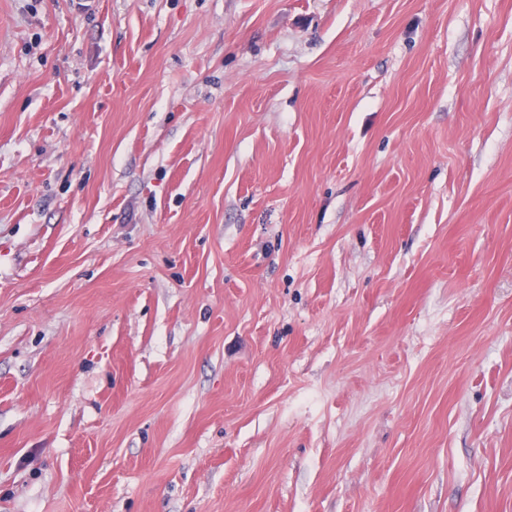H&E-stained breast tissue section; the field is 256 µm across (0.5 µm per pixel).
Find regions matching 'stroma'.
Instances as JSON below:
<instances>
[{"label": "stroma", "mask_w": 512, "mask_h": 512, "mask_svg": "<svg viewBox=\"0 0 512 512\" xmlns=\"http://www.w3.org/2000/svg\"><path fill=\"white\" fill-rule=\"evenodd\" d=\"M0 512H512V0H0Z\"/></svg>", "instance_id": "stroma-1"}]
</instances>
